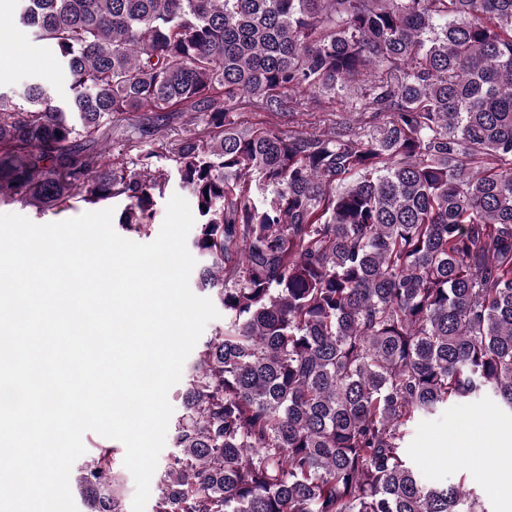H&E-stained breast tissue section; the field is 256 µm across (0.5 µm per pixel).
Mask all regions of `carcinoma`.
Masks as SVG:
<instances>
[{
  "label": "carcinoma",
  "instance_id": "obj_1",
  "mask_svg": "<svg viewBox=\"0 0 512 512\" xmlns=\"http://www.w3.org/2000/svg\"><path fill=\"white\" fill-rule=\"evenodd\" d=\"M8 23L70 85L0 86L1 203L120 200L141 236L172 178L195 201L224 326L152 512H487L404 443L454 402L512 413V0H24ZM358 82L357 120L294 129ZM79 481L125 512L111 449Z\"/></svg>",
  "mask_w": 512,
  "mask_h": 512
}]
</instances>
